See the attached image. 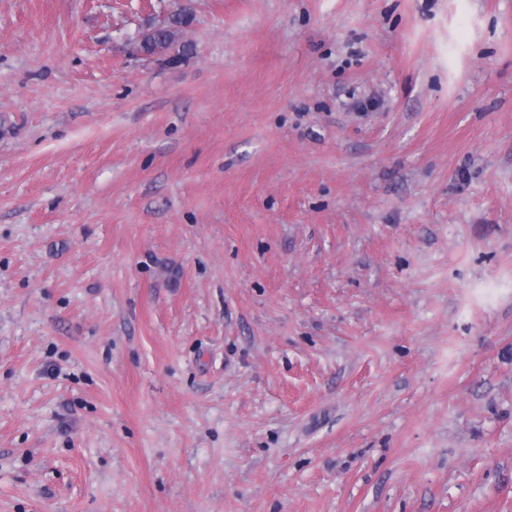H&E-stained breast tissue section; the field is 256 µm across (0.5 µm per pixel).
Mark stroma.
<instances>
[{
    "label": "stroma",
    "mask_w": 512,
    "mask_h": 512,
    "mask_svg": "<svg viewBox=\"0 0 512 512\" xmlns=\"http://www.w3.org/2000/svg\"><path fill=\"white\" fill-rule=\"evenodd\" d=\"M0 512H512V0H0ZM181 23V19H173L170 26L156 28L145 33L140 41V48L144 54L153 56L168 48L176 36L175 27ZM141 49L139 47L137 49L140 54H142Z\"/></svg>",
    "instance_id": "stroma-1"
}]
</instances>
